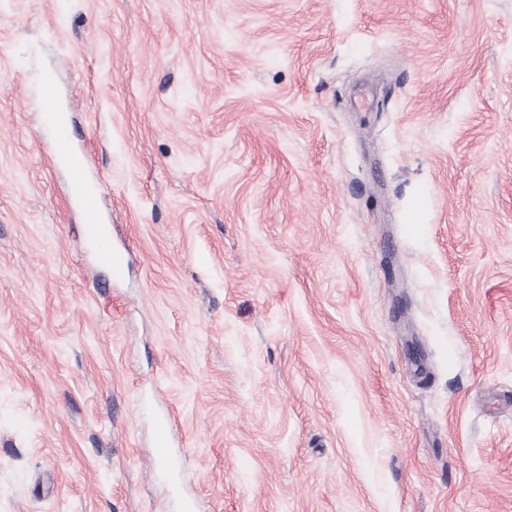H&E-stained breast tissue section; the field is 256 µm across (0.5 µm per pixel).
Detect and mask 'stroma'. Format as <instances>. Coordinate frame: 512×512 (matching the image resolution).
I'll return each instance as SVG.
<instances>
[{"instance_id": "35a3bbf8", "label": "stroma", "mask_w": 512, "mask_h": 512, "mask_svg": "<svg viewBox=\"0 0 512 512\" xmlns=\"http://www.w3.org/2000/svg\"><path fill=\"white\" fill-rule=\"evenodd\" d=\"M0 512H512V0H0ZM55 153L76 178H80L90 165L88 153L76 147L62 131L55 143Z\"/></svg>"}]
</instances>
